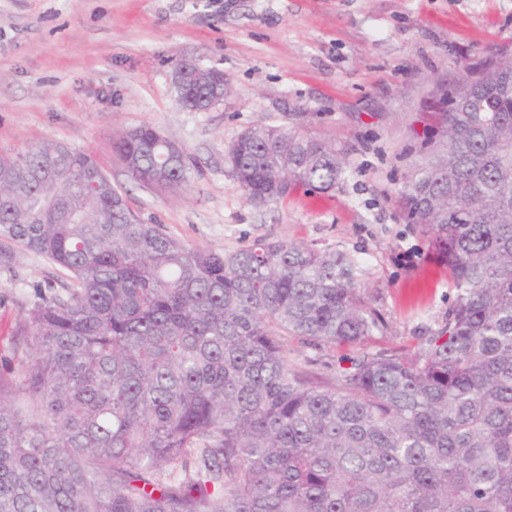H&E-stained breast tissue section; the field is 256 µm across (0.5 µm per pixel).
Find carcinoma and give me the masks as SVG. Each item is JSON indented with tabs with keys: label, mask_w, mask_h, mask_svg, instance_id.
<instances>
[{
	"label": "carcinoma",
	"mask_w": 512,
	"mask_h": 512,
	"mask_svg": "<svg viewBox=\"0 0 512 512\" xmlns=\"http://www.w3.org/2000/svg\"><path fill=\"white\" fill-rule=\"evenodd\" d=\"M179 107L205 111L203 63ZM397 193L457 296L413 355L369 347L383 320L361 261L257 239L187 246L144 224L88 153L46 140L0 154V240L69 273L20 326L24 376L0 372V512H512V36L440 82ZM133 178L185 194L182 147L118 133ZM227 161L248 202L324 192L344 150L284 124L241 133ZM351 347L316 384L281 338Z\"/></svg>",
	"instance_id": "obj_1"
}]
</instances>
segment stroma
I'll return each instance as SVG.
<instances>
[{
  "label": "stroma",
  "instance_id": "1",
  "mask_svg": "<svg viewBox=\"0 0 512 512\" xmlns=\"http://www.w3.org/2000/svg\"><path fill=\"white\" fill-rule=\"evenodd\" d=\"M512 33V0H0V152L52 139L91 153L146 224L184 244L234 250L266 238L345 250L362 261L364 296L381 315L374 348L415 355L442 327L456 291L429 235L395 197L428 116L433 84ZM224 71L223 100L182 110L172 73L184 59ZM283 123L347 150L336 189L297 187L249 203L226 154L250 127ZM148 124L191 164L185 198L143 185L113 149ZM0 263V358L26 362L19 328L37 288L67 273L7 241ZM288 365L332 378L348 348L313 351L288 337Z\"/></svg>",
  "mask_w": 512,
  "mask_h": 512
}]
</instances>
